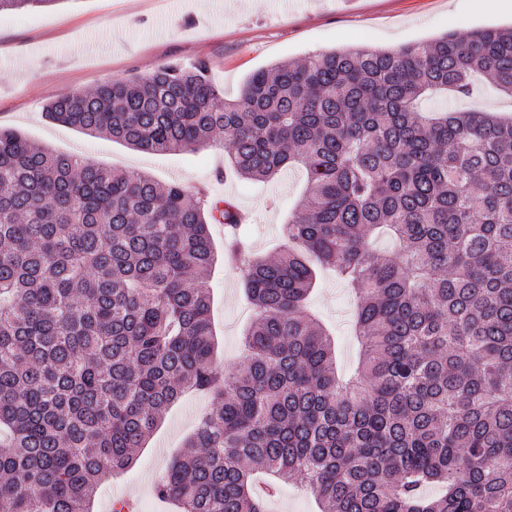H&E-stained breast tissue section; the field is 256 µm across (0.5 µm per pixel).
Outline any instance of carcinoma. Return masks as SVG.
Wrapping results in <instances>:
<instances>
[{
	"instance_id": "cac0c4a2",
	"label": "carcinoma",
	"mask_w": 512,
	"mask_h": 512,
	"mask_svg": "<svg viewBox=\"0 0 512 512\" xmlns=\"http://www.w3.org/2000/svg\"><path fill=\"white\" fill-rule=\"evenodd\" d=\"M478 77L512 98V27L278 63L234 99L199 59L45 106L139 151L222 143L256 182L302 166L274 259L250 257L229 196L0 126L3 512H90L188 392L210 409L154 485L180 512H264L259 474L303 478L320 512H512V120L421 110ZM212 224L224 262L248 267L240 374L215 363ZM324 267L357 298L346 384L306 309Z\"/></svg>"
}]
</instances>
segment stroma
<instances>
[{
  "label": "stroma",
  "mask_w": 512,
  "mask_h": 512,
  "mask_svg": "<svg viewBox=\"0 0 512 512\" xmlns=\"http://www.w3.org/2000/svg\"><path fill=\"white\" fill-rule=\"evenodd\" d=\"M486 13L476 0H56L48 7L0 13V126L19 130L54 151L108 168L145 172L187 187L205 186L235 199L248 217L257 256L287 246L282 226L306 187L302 168L292 167L267 183L225 170L223 146L180 154L135 151L108 137L90 135L45 118L53 99L89 92L105 82L144 76L171 60L207 59L211 79L235 98L254 71L289 59L349 46L395 49L428 43L452 30L466 36L478 28L512 25V0H495ZM245 268H217L211 280L212 320L219 339L218 364L244 366L241 336L251 308L241 288ZM356 300L332 272H322L310 311L336 336V372L350 378L359 343L354 335ZM208 407L187 395L165 415L134 465L101 482L93 512H109L113 497L127 495L136 512H173L153 494L169 458Z\"/></svg>",
  "instance_id": "obj_1"
}]
</instances>
